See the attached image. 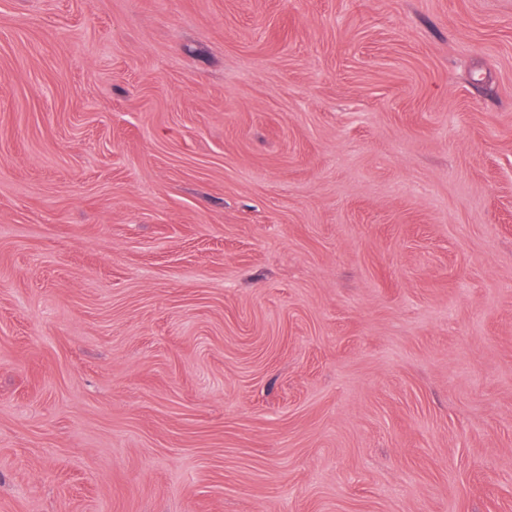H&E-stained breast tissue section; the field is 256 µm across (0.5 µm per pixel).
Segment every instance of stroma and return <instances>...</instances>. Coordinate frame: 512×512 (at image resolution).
I'll list each match as a JSON object with an SVG mask.
<instances>
[{"instance_id": "obj_1", "label": "stroma", "mask_w": 512, "mask_h": 512, "mask_svg": "<svg viewBox=\"0 0 512 512\" xmlns=\"http://www.w3.org/2000/svg\"><path fill=\"white\" fill-rule=\"evenodd\" d=\"M0 512H512V0H0Z\"/></svg>"}]
</instances>
